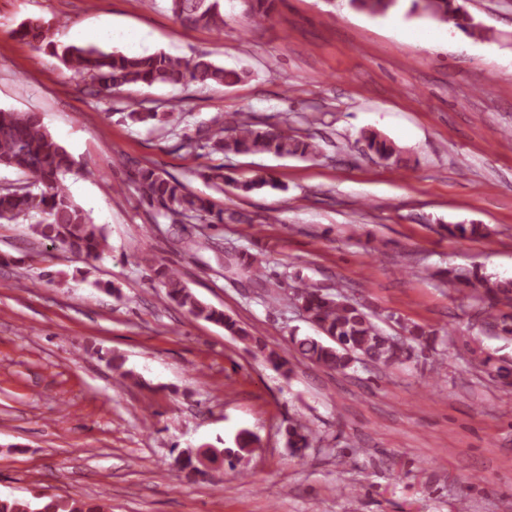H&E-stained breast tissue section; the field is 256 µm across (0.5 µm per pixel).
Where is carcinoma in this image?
Listing matches in <instances>:
<instances>
[{
    "mask_svg": "<svg viewBox=\"0 0 512 512\" xmlns=\"http://www.w3.org/2000/svg\"><path fill=\"white\" fill-rule=\"evenodd\" d=\"M172 15L182 25L205 27L215 32L224 29L223 0H167ZM399 0H349L359 12L373 16L384 15L398 6ZM245 13L255 26L268 22L276 0H243ZM408 14L424 16L440 22L454 21L456 26L475 36L484 28L474 23L457 0H411ZM21 39L43 44L49 39V29L40 21H26L16 30ZM61 59L72 75L90 79L98 91L111 93L130 85L177 86L190 82L232 86L243 78V73L227 70L215 64L208 55L193 57L172 56L154 52L138 56L105 51L93 45L63 48ZM366 149L381 160L399 158L395 146L375 131L363 132ZM179 148L190 153L206 150L210 153L250 155L270 154L277 157H311L318 153L313 143L296 135L286 127L269 126L231 116L221 127H199L197 135L186 137ZM19 171L33 179L34 189H0V222H13L20 217L35 219L29 225L32 234L66 253L87 260H99L109 248L105 229L93 223L88 213L78 205L63 184L61 176L73 166L67 151L55 140L33 111L0 109V167ZM129 179L139 190L142 199L156 215L173 224L197 221L222 224L224 208L216 205L205 194L189 190L179 179L149 165H138L129 173ZM211 186L221 191L228 185L245 195L264 187L276 188L277 182L256 173L237 180L224 174L220 167L205 175ZM448 236L456 239H487L492 230L485 224H450ZM232 268L248 275L266 288L267 297L280 300L279 277L271 276L261 262L250 255H240ZM158 286L166 299L182 308L189 316L224 328L247 344L265 362L286 373H291L288 357L267 349L266 345L224 310L202 303L174 269L160 265L155 269ZM448 284H465L482 304L484 321L498 330V334L512 335V313L494 314L500 305L512 306V279H501L491 274L472 270L467 273L450 269L446 272ZM303 316L323 339L311 336H291L295 350L307 363L328 371L345 374L357 363H370L391 368L411 361L416 349H425L435 341V333L418 324L402 326L399 336L386 334L362 309V305L342 292H326L309 283H302L293 294ZM112 370L124 382L139 383L138 376L124 368L125 360L112 356ZM312 429L294 420L286 428V445L290 455L303 458L311 447ZM258 437L250 431L241 432L233 448H210L212 459H222L234 469L258 447ZM0 512H106V505L92 498H75L35 494H0Z\"/></svg>",
    "mask_w": 512,
    "mask_h": 512,
    "instance_id": "obj_1",
    "label": "carcinoma"
}]
</instances>
